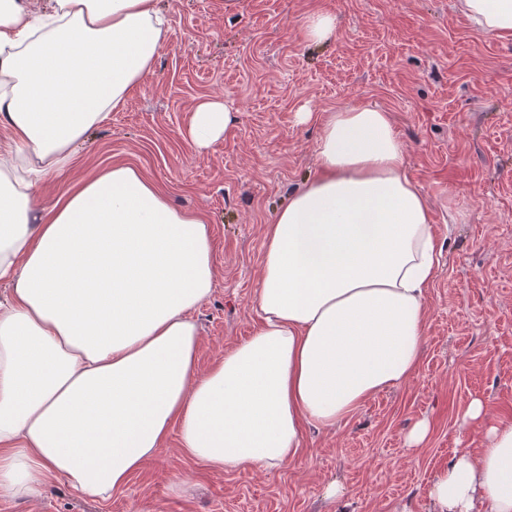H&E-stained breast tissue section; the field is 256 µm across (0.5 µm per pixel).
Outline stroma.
Instances as JSON below:
<instances>
[{
  "instance_id": "35a3bbf8",
  "label": "stroma",
  "mask_w": 512,
  "mask_h": 512,
  "mask_svg": "<svg viewBox=\"0 0 512 512\" xmlns=\"http://www.w3.org/2000/svg\"><path fill=\"white\" fill-rule=\"evenodd\" d=\"M233 1L158 0L168 25L153 72L88 133L71 167L40 185L39 206L125 163L206 219L216 276L193 313L203 372L259 322L266 228L316 172L319 116L380 108L442 248L421 363L409 383L337 427L304 429L299 457L283 469L212 471L182 454L173 433L107 499L49 476L37 498H0V512H429L437 471L483 444L463 423L469 402L512 417V39L477 28L456 0ZM317 11L335 15L337 28L315 44L302 23ZM206 99L226 102L236 122L200 150L186 128ZM422 420L428 438L409 447ZM335 481L339 500L327 495Z\"/></svg>"
}]
</instances>
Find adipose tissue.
Instances as JSON below:
<instances>
[{"label": "adipose tissue", "mask_w": 512, "mask_h": 512, "mask_svg": "<svg viewBox=\"0 0 512 512\" xmlns=\"http://www.w3.org/2000/svg\"><path fill=\"white\" fill-rule=\"evenodd\" d=\"M158 0H0V496L52 476L104 499L171 430L207 468L294 462L304 427L328 430L420 363L440 247L383 110L324 113L315 174L268 225L253 334L197 371L192 311L215 279L205 220L127 164L43 210L41 181L68 167L163 46ZM512 38V0H457ZM234 114L196 106L199 148ZM483 445L436 474L430 512H512V418L472 400Z\"/></svg>", "instance_id": "1"}]
</instances>
